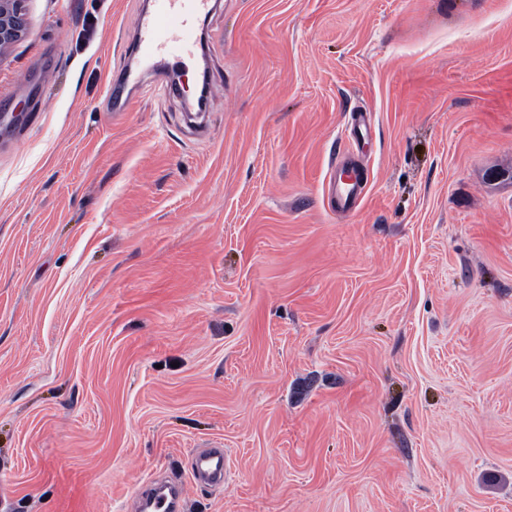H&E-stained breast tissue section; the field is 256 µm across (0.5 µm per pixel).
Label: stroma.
I'll list each match as a JSON object with an SVG mask.
<instances>
[{
  "label": "stroma",
  "instance_id": "1",
  "mask_svg": "<svg viewBox=\"0 0 512 512\" xmlns=\"http://www.w3.org/2000/svg\"><path fill=\"white\" fill-rule=\"evenodd\" d=\"M145 6L0 54V512H512V0H212L118 115ZM129 85L137 87V82H134L130 68L118 69L112 72V97L114 101L118 102V106L114 109V112H125L132 104L134 99L131 98V95H126L123 99L125 88ZM364 185L362 177L344 181L339 175L338 168L330 167L327 182L328 193L331 199H336L338 213H348L359 205L364 197ZM194 481L203 480L212 483L224 481V450L215 448L197 455L192 462Z\"/></svg>",
  "mask_w": 512,
  "mask_h": 512
}]
</instances>
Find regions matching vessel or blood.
Returning a JSON list of instances; mask_svg holds the SVG:
<instances>
[{
  "instance_id": "b4317fda",
  "label": "vessel or blood",
  "mask_w": 512,
  "mask_h": 512,
  "mask_svg": "<svg viewBox=\"0 0 512 512\" xmlns=\"http://www.w3.org/2000/svg\"><path fill=\"white\" fill-rule=\"evenodd\" d=\"M209 3L210 0H153L152 9L135 21L136 37L130 46L131 55L146 58L166 55L177 61L191 58L201 40L197 21L207 12ZM132 83L131 70L113 71L112 97L118 103V111L130 107L132 100L125 97L124 91ZM327 187L340 213L354 210L364 197L363 179L343 180L335 169L329 172ZM192 473L198 480L223 482V449L215 448L197 455L192 462Z\"/></svg>"
}]
</instances>
